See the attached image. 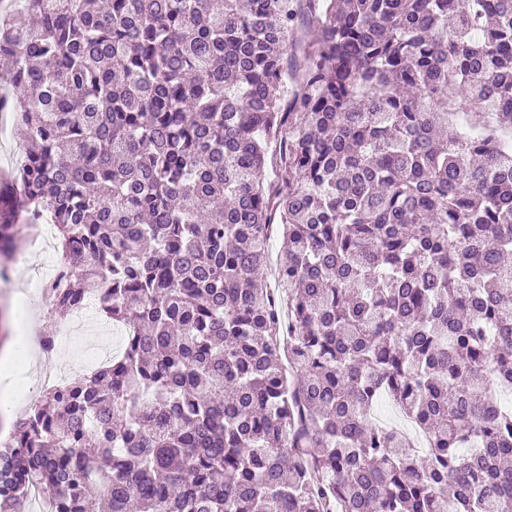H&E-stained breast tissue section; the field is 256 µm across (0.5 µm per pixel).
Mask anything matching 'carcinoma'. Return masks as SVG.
Returning <instances> with one entry per match:
<instances>
[{
	"label": "carcinoma",
	"mask_w": 512,
	"mask_h": 512,
	"mask_svg": "<svg viewBox=\"0 0 512 512\" xmlns=\"http://www.w3.org/2000/svg\"><path fill=\"white\" fill-rule=\"evenodd\" d=\"M15 2L0 266L50 213L52 310L109 280L126 332L0 512H512V0Z\"/></svg>",
	"instance_id": "carcinoma-1"
}]
</instances>
